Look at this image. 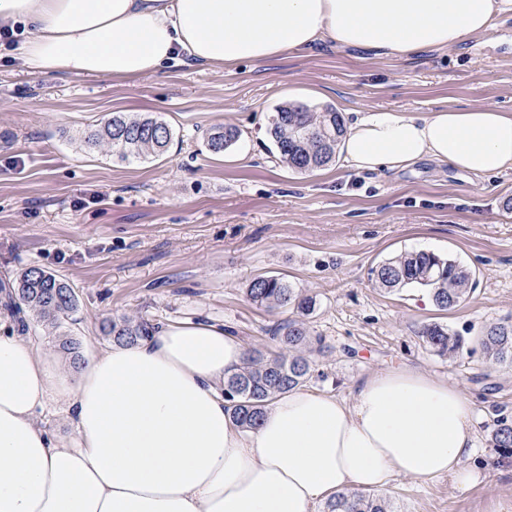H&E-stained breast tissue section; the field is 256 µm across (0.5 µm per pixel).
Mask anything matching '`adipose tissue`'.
Here are the masks:
<instances>
[{
  "label": "adipose tissue",
  "mask_w": 512,
  "mask_h": 512,
  "mask_svg": "<svg viewBox=\"0 0 512 512\" xmlns=\"http://www.w3.org/2000/svg\"><path fill=\"white\" fill-rule=\"evenodd\" d=\"M510 11L512 0H0V26H23L31 71L129 79L178 57L221 69L318 44L405 58L488 32ZM341 152L359 170L429 159L495 176L512 170V113L380 108L347 127ZM245 353L223 326L175 322L69 374L36 337L0 326V512H314L400 475L476 481L459 388L387 368L349 400L276 395L247 429L224 398ZM56 414L70 436L43 427Z\"/></svg>",
  "instance_id": "obj_1"
}]
</instances>
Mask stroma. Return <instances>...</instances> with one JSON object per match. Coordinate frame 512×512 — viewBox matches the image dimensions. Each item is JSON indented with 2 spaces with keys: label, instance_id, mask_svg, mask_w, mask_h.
Masks as SVG:
<instances>
[{
  "label": "stroma",
  "instance_id": "35a3bbf8",
  "mask_svg": "<svg viewBox=\"0 0 512 512\" xmlns=\"http://www.w3.org/2000/svg\"><path fill=\"white\" fill-rule=\"evenodd\" d=\"M333 107L346 121L384 107L414 116L494 106L512 111V13L488 33L406 59L318 45L300 55L217 71L174 59L133 80L34 74L18 50H0V284L42 268L67 282L78 307L60 330L28 328L61 352L109 346L104 319L128 315L223 325L247 349H273L285 312L246 295L256 276L284 277L317 306L322 339L306 389L348 399L368 373L406 366L459 387L474 406L479 481L397 477L379 496L391 512H512V457L491 444L499 416L512 419V367L482 351L451 359L421 338L437 323L474 336L512 322V171L475 178L425 160L401 171L335 162L305 173L278 158L269 134L283 103ZM149 114L174 141L163 156L125 163L78 147L77 132L112 113ZM238 129L221 153L211 127ZM457 260L476 286L443 311L426 289L389 292L371 270L404 251Z\"/></svg>",
  "mask_w": 512,
  "mask_h": 512
}]
</instances>
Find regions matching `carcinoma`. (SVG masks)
<instances>
[{
    "mask_svg": "<svg viewBox=\"0 0 512 512\" xmlns=\"http://www.w3.org/2000/svg\"><path fill=\"white\" fill-rule=\"evenodd\" d=\"M346 129L340 112L316 111L303 105L284 103L273 116L270 136L281 161L298 172L325 167L336 160V152ZM173 131L163 121L150 116L112 115L103 126L84 135L89 147L106 148L121 161H138L164 153ZM238 137L232 127H215L208 133V146L222 152ZM378 288L389 292L408 286L430 291L432 301L441 310L463 303L475 287L472 272L459 262L428 251H405L379 262L371 270ZM248 298L270 311L289 309L292 317L278 323L271 339L280 352L267 356L251 351L240 368L224 377V396L228 410L243 427L252 428L263 416L270 398L301 386L309 376V354L321 345L311 335L307 318L313 314L316 299L304 294L282 277L257 276L246 289ZM15 304L27 307L39 321L61 327L77 309L73 288L54 274L38 267L22 271L12 284ZM102 333L118 345L144 339L155 327L144 319L114 316L102 322ZM426 344L440 355L456 357L469 343L459 334H450L440 325L422 332ZM474 341L488 359L512 365V323L487 327ZM492 447L512 454V421L497 420L491 434ZM327 512H390L385 501L368 494L355 493L331 498Z\"/></svg>",
    "mask_w": 512,
    "mask_h": 512,
    "instance_id": "cac0c4a2",
    "label": "carcinoma"
}]
</instances>
